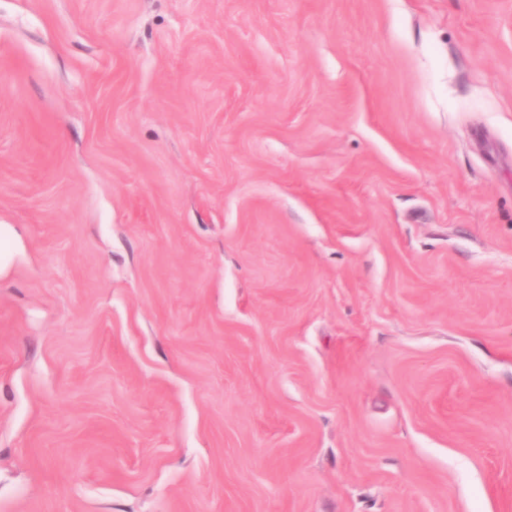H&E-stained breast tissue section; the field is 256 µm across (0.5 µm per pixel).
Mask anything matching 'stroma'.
Returning a JSON list of instances; mask_svg holds the SVG:
<instances>
[{"instance_id":"stroma-1","label":"stroma","mask_w":512,"mask_h":512,"mask_svg":"<svg viewBox=\"0 0 512 512\" xmlns=\"http://www.w3.org/2000/svg\"><path fill=\"white\" fill-rule=\"evenodd\" d=\"M0 512H512V0H0Z\"/></svg>"}]
</instances>
